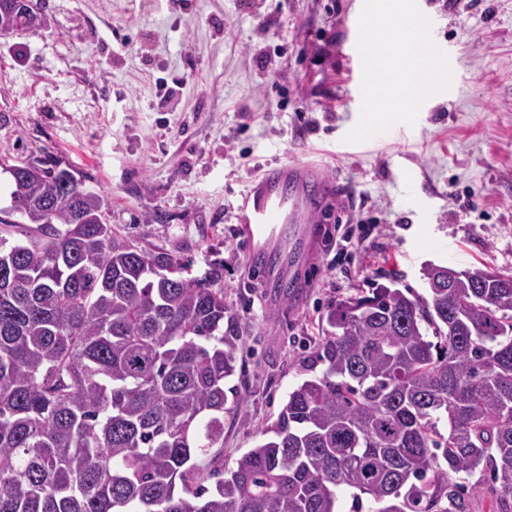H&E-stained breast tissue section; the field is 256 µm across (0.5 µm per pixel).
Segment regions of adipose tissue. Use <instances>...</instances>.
Instances as JSON below:
<instances>
[{
    "instance_id": "obj_1",
    "label": "adipose tissue",
    "mask_w": 512,
    "mask_h": 512,
    "mask_svg": "<svg viewBox=\"0 0 512 512\" xmlns=\"http://www.w3.org/2000/svg\"><path fill=\"white\" fill-rule=\"evenodd\" d=\"M367 24L381 31L371 43L369 55L392 108L415 110L429 100L434 84L447 79L446 65L437 57L429 39L419 34L413 13L399 10L386 16H371Z\"/></svg>"
}]
</instances>
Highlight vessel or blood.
Instances as JSON below:
<instances>
[{
    "instance_id": "b4317fda",
    "label": "vessel or blood",
    "mask_w": 512,
    "mask_h": 512,
    "mask_svg": "<svg viewBox=\"0 0 512 512\" xmlns=\"http://www.w3.org/2000/svg\"><path fill=\"white\" fill-rule=\"evenodd\" d=\"M331 190L321 170L307 163L267 165L237 207L238 234L249 256L264 260L267 281L275 288L292 280L288 263L267 264L268 256L295 250L308 256L311 225Z\"/></svg>"
}]
</instances>
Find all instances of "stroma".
Masks as SVG:
<instances>
[{
    "label": "stroma",
    "mask_w": 512,
    "mask_h": 512,
    "mask_svg": "<svg viewBox=\"0 0 512 512\" xmlns=\"http://www.w3.org/2000/svg\"><path fill=\"white\" fill-rule=\"evenodd\" d=\"M42 2L47 28L0 39V151L57 156L108 203L116 232L197 276L223 267L244 399L224 416L225 469L289 390L322 376L336 302L392 279L427 296L429 263L512 271V0H412L433 19L447 90L386 113L380 136L355 145L368 117L352 59L362 0ZM307 160L353 198L327 207L285 300L249 264L235 214L262 165ZM339 217L377 226L331 271L323 233Z\"/></svg>",
    "instance_id": "1"
}]
</instances>
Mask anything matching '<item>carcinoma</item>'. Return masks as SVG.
I'll use <instances>...</instances> for the list:
<instances>
[{"label":"carcinoma","instance_id":"obj_1","mask_svg":"<svg viewBox=\"0 0 512 512\" xmlns=\"http://www.w3.org/2000/svg\"><path fill=\"white\" fill-rule=\"evenodd\" d=\"M31 2L0 29L43 28ZM0 172V224L39 231L0 239V512H338L344 488L375 512H470L456 476L477 470L512 512V273L429 264L427 299L392 280L336 303L323 375L208 488L198 460L244 404L223 273L117 235L56 157L1 152Z\"/></svg>","mask_w":512,"mask_h":512}]
</instances>
